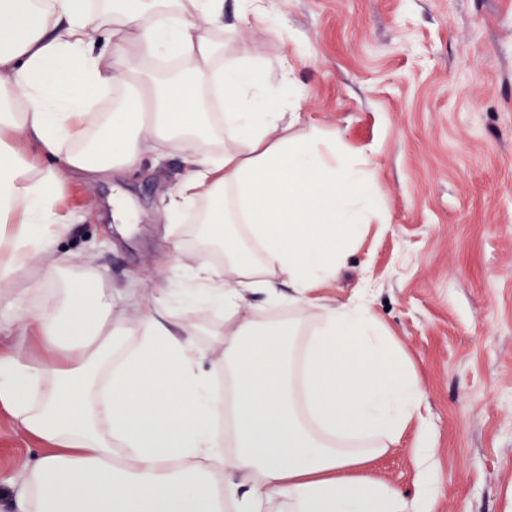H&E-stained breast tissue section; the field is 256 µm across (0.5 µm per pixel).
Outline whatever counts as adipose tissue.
Returning a JSON list of instances; mask_svg holds the SVG:
<instances>
[{
    "label": "adipose tissue",
    "instance_id": "1",
    "mask_svg": "<svg viewBox=\"0 0 512 512\" xmlns=\"http://www.w3.org/2000/svg\"><path fill=\"white\" fill-rule=\"evenodd\" d=\"M223 27L224 0H0V331L41 352L0 350V406L44 445L18 510L431 512L429 495L344 477L400 442L423 391L370 296L311 297L383 223L375 171L299 128L292 65L273 80L248 56L224 62ZM168 149L184 176L167 220L193 209L224 246L220 266L194 254L182 288L224 313L211 348L173 324L167 294L141 308L58 249L69 181ZM259 294L287 318L260 320Z\"/></svg>",
    "mask_w": 512,
    "mask_h": 512
}]
</instances>
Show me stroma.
I'll use <instances>...</instances> for the list:
<instances>
[{"mask_svg": "<svg viewBox=\"0 0 512 512\" xmlns=\"http://www.w3.org/2000/svg\"><path fill=\"white\" fill-rule=\"evenodd\" d=\"M269 25L224 0L216 40L269 73L295 67L300 124L376 164L387 223L357 238L319 298L372 290L389 343L424 390L436 450L435 512H512V0H267ZM183 178L176 152L138 170L64 189L74 222L60 248L94 257L113 289L143 307L175 288L198 224L161 217ZM413 432L358 475L406 498L422 477ZM40 443L0 410V512Z\"/></svg>", "mask_w": 512, "mask_h": 512, "instance_id": "1", "label": "stroma"}]
</instances>
